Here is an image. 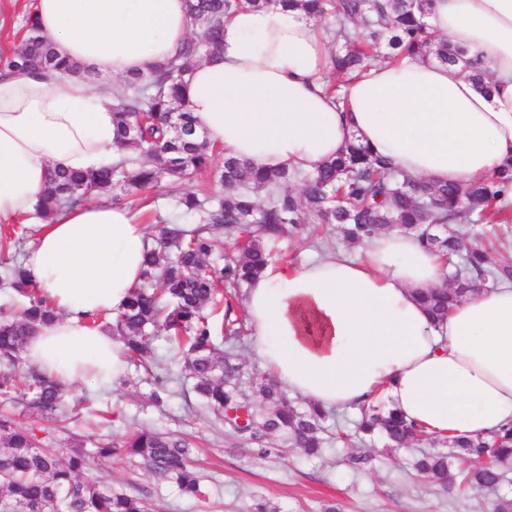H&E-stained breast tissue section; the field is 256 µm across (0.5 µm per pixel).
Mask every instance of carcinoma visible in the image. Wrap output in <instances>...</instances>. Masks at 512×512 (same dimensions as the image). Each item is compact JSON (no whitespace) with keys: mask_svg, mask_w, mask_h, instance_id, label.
<instances>
[{"mask_svg":"<svg viewBox=\"0 0 512 512\" xmlns=\"http://www.w3.org/2000/svg\"><path fill=\"white\" fill-rule=\"evenodd\" d=\"M286 0H188L192 23L201 30L188 38L177 53L146 76L125 79L116 93L113 123L130 149L112 166L97 172L53 170L35 215L47 219L65 206H74L95 194L123 205L158 186L161 179L176 184L211 168L215 147L202 138L197 121L181 109L182 88L190 65L222 46L224 16L242 4L259 7ZM316 19H335L333 65L338 81L328 88L341 101L339 91L356 72L380 58L385 44L397 57L419 53L445 65L463 64V70L484 87L486 67L466 58V51L428 31L424 22L430 0H292ZM52 69L62 73L72 66L58 58L28 23L21 44L0 55V71ZM220 195L200 198L184 194L175 212L157 217L163 224L161 238L144 258V272L123 312L112 323L130 360L142 367V381L152 386L150 397L158 406L170 395L171 368L179 366L195 380L194 391L203 408L213 411L224 428L257 449L273 452L277 439L286 448H297L308 457L321 454L326 443V422L334 416L316 404L303 406L288 400L287 393L270 381L260 386L263 407L253 405L242 389L243 363L233 354L240 341L242 320L237 311V289L269 263L262 245L303 229L312 220L334 226L351 244L387 229L414 232L425 248L448 256L454 271L443 288L423 293L431 312L442 317L476 287L490 288L512 281V263L483 247L476 233L446 229L449 224L512 223V166L491 178L439 185L408 177L392 163L366 147L349 144L346 152L325 162L314 172L263 171L235 158H226L219 176ZM303 185L298 198L290 184ZM266 194L261 204L256 191ZM195 227H180L183 218ZM224 228L240 233L235 252L222 264H209V232ZM0 280L20 297L17 314L0 308V400L12 401L17 391L15 369L30 330L49 325L57 313L39 289L26 283L21 262L4 267ZM225 297L223 350L203 309ZM166 337L176 345L167 366L159 362L155 342ZM26 389L20 398L23 413L42 420L56 418L64 402L60 382L29 367ZM352 434L336 429V440L380 443L385 448H410L427 443L414 467L424 480L444 490H488L496 493L494 512H512V491L502 493L512 471V424L486 437L438 438L408 422L391 404L370 401L358 407ZM192 444L174 434L142 429L124 442L98 443L100 458L124 454L137 458L157 477L175 482L182 495H205L201 477L191 460ZM460 468L453 469V464ZM0 507L8 512H157L143 497L117 492L91 472L87 455L70 450L62 460L42 445L34 428L19 425L0 413Z\"/></svg>","mask_w":512,"mask_h":512,"instance_id":"1","label":"carcinoma"}]
</instances>
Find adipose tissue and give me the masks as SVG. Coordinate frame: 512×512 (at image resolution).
<instances>
[{"label": "adipose tissue", "mask_w": 512, "mask_h": 512, "mask_svg": "<svg viewBox=\"0 0 512 512\" xmlns=\"http://www.w3.org/2000/svg\"><path fill=\"white\" fill-rule=\"evenodd\" d=\"M30 6L39 33L80 71L0 75L1 222L33 212L48 170L97 171L118 159L115 78L152 72L192 29L186 0ZM427 23L489 67V90L460 69L405 57L365 67L336 103L325 30L280 2L225 20L222 47L186 78L184 109L209 144L257 169L311 172L355 139L436 184L490 178L512 163V0H431ZM141 214L84 202L35 225L23 269L62 316L33 329L29 366L104 388L125 376L123 346L86 319L123 311L140 283L150 245ZM447 272L445 256L398 230L372 237L357 259L267 265L245 298L252 351L288 391L324 408L375 396L434 436L488 435L512 422V284L435 321L418 295Z\"/></svg>", "instance_id": "adipose-tissue-1"}]
</instances>
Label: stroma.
<instances>
[{
    "label": "stroma",
    "mask_w": 512,
    "mask_h": 512,
    "mask_svg": "<svg viewBox=\"0 0 512 512\" xmlns=\"http://www.w3.org/2000/svg\"><path fill=\"white\" fill-rule=\"evenodd\" d=\"M30 0H0V54L19 44ZM273 263L291 269L333 251L355 253L340 233L329 239L297 236L266 241ZM187 374L169 382L171 395L163 408L150 400L148 386L118 383L101 388L90 382L69 386L58 420L21 417L45 445L66 448L72 434L101 433L119 442L133 430L148 428L191 436L205 500L179 494L172 482L158 479L128 457H94L95 446L85 442L90 465L116 491L140 487L158 512H255L263 504L273 512H323L334 505L341 512H492L493 493L457 490L444 493L417 477L405 450L375 447L372 461L362 469L347 463L362 447L328 444L310 458L300 450L283 457H260L250 446L225 431L223 424L201 411Z\"/></svg>",
    "instance_id": "1"
}]
</instances>
